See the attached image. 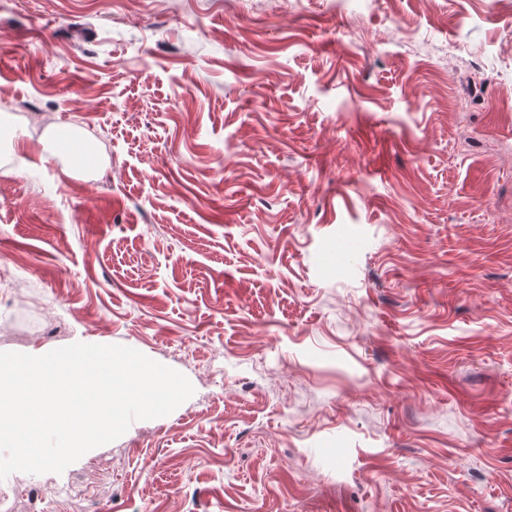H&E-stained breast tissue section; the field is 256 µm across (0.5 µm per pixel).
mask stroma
<instances>
[{
    "mask_svg": "<svg viewBox=\"0 0 512 512\" xmlns=\"http://www.w3.org/2000/svg\"><path fill=\"white\" fill-rule=\"evenodd\" d=\"M0 96V352L194 387L45 493L512 512V0H0Z\"/></svg>",
    "mask_w": 512,
    "mask_h": 512,
    "instance_id": "obj_1",
    "label": "stroma"
}]
</instances>
